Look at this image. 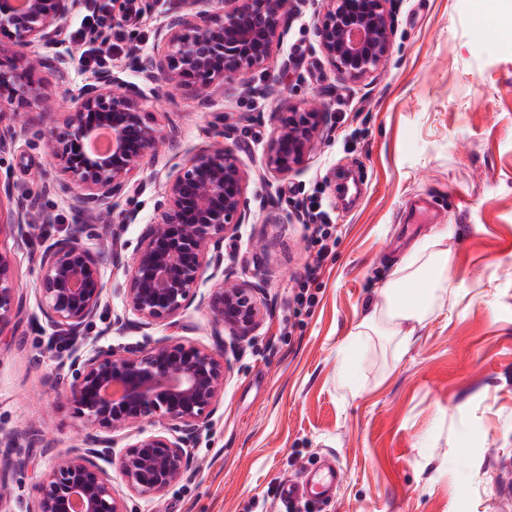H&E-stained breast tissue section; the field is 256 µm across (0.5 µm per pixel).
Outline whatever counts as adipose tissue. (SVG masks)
<instances>
[{"mask_svg": "<svg viewBox=\"0 0 512 512\" xmlns=\"http://www.w3.org/2000/svg\"><path fill=\"white\" fill-rule=\"evenodd\" d=\"M447 268L448 252L442 248L440 237L421 239L382 285L378 303L357 325L355 337L383 336L391 341L395 352H404L413 336L412 325L427 318L431 299L446 290Z\"/></svg>", "mask_w": 512, "mask_h": 512, "instance_id": "1", "label": "adipose tissue"}]
</instances>
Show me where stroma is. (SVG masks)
I'll list each match as a JSON object with an SVG mask.
<instances>
[{
	"label": "stroma",
	"mask_w": 512,
	"mask_h": 512,
	"mask_svg": "<svg viewBox=\"0 0 512 512\" xmlns=\"http://www.w3.org/2000/svg\"><path fill=\"white\" fill-rule=\"evenodd\" d=\"M182 0H138L141 21L104 71L136 87L160 140L138 184L112 202L107 223L83 222L65 195L41 190L61 180L45 149L46 120L16 102L25 125L0 118L11 140L0 152L5 211L27 212V244L0 231L14 271L19 313L0 332V453L7 440L21 466L0 479V512H37L39 484L79 443L81 422L67 393L71 362L93 347L120 350L155 340L227 346L229 371L217 411L188 454L185 477L151 498L112 487L129 512H284L282 483L322 459L343 479L325 512H501L492 493L499 461L512 459V33L471 14L468 0H396L393 52L371 76L345 80L320 52V0H291L294 18L270 73H243L208 94L168 96L142 69L164 53L157 38ZM66 78L39 66L35 86L67 112L94 76L76 46ZM320 96L327 123L306 162L285 174L262 157L277 113ZM235 149L249 173V216L225 237L224 263L240 281L261 282L264 320L254 336L212 334L206 307L149 335L112 332L124 313L125 268L157 215L167 175L215 142ZM321 192L338 224L336 245L310 286L315 305L293 296L315 259L299 202ZM138 214L136 223L123 221ZM83 224L109 290L84 346L47 324L35 292L39 258ZM443 234L448 291L416 325L408 351L378 337L349 349V335L396 263L422 238Z\"/></svg>",
	"instance_id": "stroma-1"
}]
</instances>
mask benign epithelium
I'll return each instance as SVG.
<instances>
[{
	"mask_svg": "<svg viewBox=\"0 0 512 512\" xmlns=\"http://www.w3.org/2000/svg\"><path fill=\"white\" fill-rule=\"evenodd\" d=\"M321 2L316 30L330 66L351 81L375 73L393 48V0ZM76 7L77 0H0V59L9 62V69L0 68V116L12 111L18 92L39 101L46 117L54 113L52 101L28 77L46 61L65 77L72 57L36 58L31 49L53 45ZM291 19L284 0H184L182 11L160 26L165 53L152 61L144 79L170 95H201L243 72L266 74ZM327 115L316 97L288 107L267 145L265 168L286 174L303 165ZM103 128L111 131L112 145L93 151ZM157 141L140 94L119 77L101 74L79 88L65 130H46L47 155L68 182L45 181L42 188L67 194L72 209L87 220L108 221L112 199L139 181L141 162ZM247 184L243 163L221 142L168 174L155 224L128 267L123 293L130 315L118 317L113 329L143 331L171 323L195 301L206 269L224 264V236L246 220ZM9 225L17 243L31 236L27 214L16 215ZM13 278L10 262L0 254V332L21 307ZM35 290L48 324L64 332L62 340L80 343L107 291L99 256L84 242L82 226L45 248ZM260 294V285L239 282L236 271L226 267L220 286L200 304L215 329L245 339L262 324ZM226 371L223 352L184 341L158 342L149 350L100 347L80 357L67 398L88 432L80 446L51 466L38 512H127L98 463L110 454L107 433L115 430L135 429L112 459L134 495L151 497L177 483L188 467L187 448L217 410ZM155 421L166 429L148 435L139 430Z\"/></svg>",
	"mask_w": 512,
	"mask_h": 512,
	"instance_id": "obj_1",
	"label": "benign epithelium"
}]
</instances>
